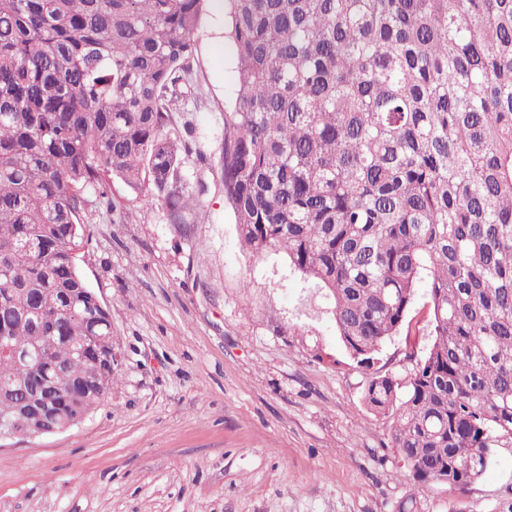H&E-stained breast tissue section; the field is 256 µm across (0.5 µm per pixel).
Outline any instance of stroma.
<instances>
[{"label":"stroma","mask_w":512,"mask_h":512,"mask_svg":"<svg viewBox=\"0 0 512 512\" xmlns=\"http://www.w3.org/2000/svg\"><path fill=\"white\" fill-rule=\"evenodd\" d=\"M193 124L200 157L182 183L197 211L173 217L113 180L85 193L79 269L112 317L116 378L80 423L0 438V512H512V440L500 439L465 492L418 484L388 419L362 403L366 371L336 337L333 301L285 254L241 248L224 200V101L236 87L222 14L194 33ZM411 334L377 366L406 383L432 345L419 286Z\"/></svg>","instance_id":"35a3bbf8"}]
</instances>
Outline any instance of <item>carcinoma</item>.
<instances>
[{
    "label": "carcinoma",
    "instance_id": "obj_1",
    "mask_svg": "<svg viewBox=\"0 0 512 512\" xmlns=\"http://www.w3.org/2000/svg\"><path fill=\"white\" fill-rule=\"evenodd\" d=\"M213 0H0V384L53 378L77 424L112 391V318L74 257L84 193L121 180L176 211L194 127L171 113ZM237 86L224 199L239 241L334 300L367 411L413 480L463 492L512 439V0H222ZM429 285L435 340L406 386L373 371Z\"/></svg>",
    "mask_w": 512,
    "mask_h": 512
}]
</instances>
